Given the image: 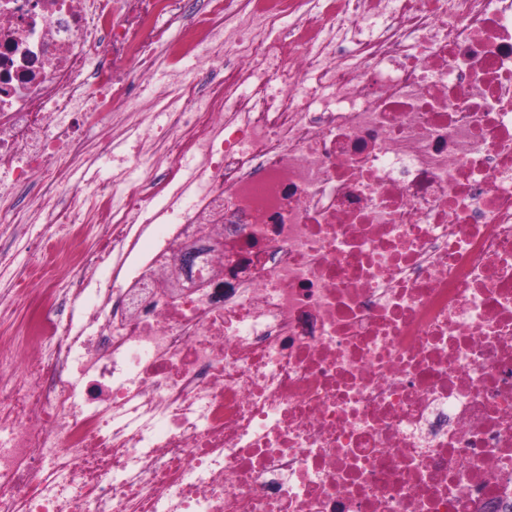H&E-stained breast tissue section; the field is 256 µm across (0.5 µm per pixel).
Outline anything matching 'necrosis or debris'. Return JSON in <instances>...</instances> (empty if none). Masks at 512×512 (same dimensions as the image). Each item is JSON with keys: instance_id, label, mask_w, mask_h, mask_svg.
Wrapping results in <instances>:
<instances>
[{"instance_id": "obj_1", "label": "necrosis or debris", "mask_w": 512, "mask_h": 512, "mask_svg": "<svg viewBox=\"0 0 512 512\" xmlns=\"http://www.w3.org/2000/svg\"><path fill=\"white\" fill-rule=\"evenodd\" d=\"M186 5L0 0V237L37 186L68 243L0 338V512H512V0ZM162 66L85 249L67 161Z\"/></svg>"}]
</instances>
